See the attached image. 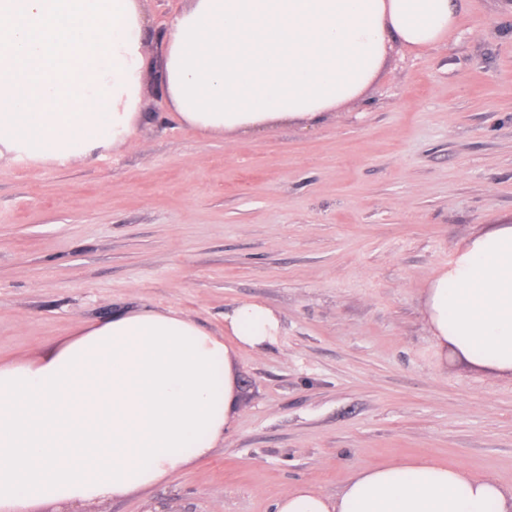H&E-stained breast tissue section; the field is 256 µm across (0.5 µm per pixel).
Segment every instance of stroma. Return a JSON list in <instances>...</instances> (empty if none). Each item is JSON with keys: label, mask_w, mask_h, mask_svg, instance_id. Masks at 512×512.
Here are the masks:
<instances>
[{"label": "stroma", "mask_w": 512, "mask_h": 512, "mask_svg": "<svg viewBox=\"0 0 512 512\" xmlns=\"http://www.w3.org/2000/svg\"><path fill=\"white\" fill-rule=\"evenodd\" d=\"M186 0H141L145 119L78 165L0 161V360L128 307L215 334L258 302L285 328L236 353L222 447L150 492L81 512H274L360 470L428 458L512 489V376L441 354L422 314L471 235L512 216V0H458L437 45L393 44L316 125L206 135L156 84Z\"/></svg>", "instance_id": "1"}]
</instances>
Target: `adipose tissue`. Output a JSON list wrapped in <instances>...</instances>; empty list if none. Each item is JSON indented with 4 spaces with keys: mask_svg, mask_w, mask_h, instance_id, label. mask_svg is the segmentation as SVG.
<instances>
[{
    "mask_svg": "<svg viewBox=\"0 0 512 512\" xmlns=\"http://www.w3.org/2000/svg\"><path fill=\"white\" fill-rule=\"evenodd\" d=\"M455 22V0H188L162 35V88L206 133L314 125L377 78L390 41L427 49ZM147 33L139 0H0V159L76 165L127 143ZM423 315L438 347L512 376V223L458 247ZM283 329L260 303L225 312L221 337L129 307L0 362V512H77L206 458L239 404L236 350ZM276 512H512V493L423 458L362 470L333 499L285 491Z\"/></svg>",
    "mask_w": 512,
    "mask_h": 512,
    "instance_id": "1",
    "label": "adipose tissue"
}]
</instances>
